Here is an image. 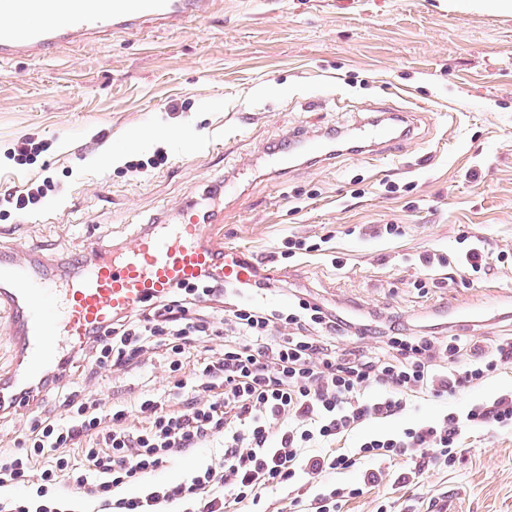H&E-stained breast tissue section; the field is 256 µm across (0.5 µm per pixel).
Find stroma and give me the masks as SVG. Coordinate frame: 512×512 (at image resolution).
I'll list each match as a JSON object with an SVG mask.
<instances>
[{"label": "stroma", "mask_w": 512, "mask_h": 512, "mask_svg": "<svg viewBox=\"0 0 512 512\" xmlns=\"http://www.w3.org/2000/svg\"><path fill=\"white\" fill-rule=\"evenodd\" d=\"M402 112L414 132L390 152L251 172L207 233L253 256L277 298L304 293L370 319L362 346L376 347L383 322L481 345L512 337V12L458 0H217L181 29L13 59L0 72V188L47 179L54 189L26 213L0 203V251L55 268L88 255L92 240L125 244L138 216L205 199L207 180L264 147ZM26 138L47 149L19 166L7 154ZM159 153L164 166L148 167ZM383 224L400 231L379 233ZM296 237L321 248L277 257ZM474 237L488 272L456 264ZM427 252L447 255L448 267L421 269ZM466 312L485 319L463 329ZM146 380L161 388L170 378L156 361L108 384L80 369L71 387L108 404ZM510 391L512 365L447 399L415 395L401 416L367 422L341 444ZM462 442L455 467L414 480L396 478L405 460L384 463L390 479L341 512H512V431L470 424Z\"/></svg>", "instance_id": "obj_1"}]
</instances>
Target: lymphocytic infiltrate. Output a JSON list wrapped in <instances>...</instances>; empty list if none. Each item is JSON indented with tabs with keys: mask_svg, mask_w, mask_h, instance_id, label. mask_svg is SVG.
<instances>
[{
	"mask_svg": "<svg viewBox=\"0 0 512 512\" xmlns=\"http://www.w3.org/2000/svg\"><path fill=\"white\" fill-rule=\"evenodd\" d=\"M272 288L260 274L233 284L209 275L117 317L109 341L90 337L73 362L120 371L159 350L172 387L107 409L69 393L63 414L36 421L0 448V512H253L268 488L290 485L299 472L314 480L365 459L405 457L407 480L455 462L462 422L512 430L510 392L473 405L465 417L447 414L336 450L368 421L399 416L409 396L445 398L512 365V338L479 347L391 326L380 353L339 350L336 338L364 335V322L310 297L273 308L264 301ZM204 296L223 305L222 319L200 308ZM214 336L223 337V351H201ZM215 444L221 453L186 480L154 482L178 456ZM384 477L368 470L361 485L316 493L308 512H340ZM131 484L141 493L124 495Z\"/></svg>",
	"mask_w": 512,
	"mask_h": 512,
	"instance_id": "1",
	"label": "lymphocytic infiltrate"
}]
</instances>
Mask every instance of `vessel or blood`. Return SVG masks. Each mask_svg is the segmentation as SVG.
Instances as JSON below:
<instances>
[{"label":"vessel or blood","mask_w":512,"mask_h":512,"mask_svg":"<svg viewBox=\"0 0 512 512\" xmlns=\"http://www.w3.org/2000/svg\"><path fill=\"white\" fill-rule=\"evenodd\" d=\"M213 0H0V63L17 56L42 58L66 44L96 42L152 24L180 28L207 18ZM401 125L372 119L353 130L362 151L390 148L405 136ZM298 154L329 157L328 141L307 132L280 150H263L272 174L285 171ZM219 214L189 200L176 223L141 225L131 243L112 251L92 246V258L72 268L53 269L32 257H0V309L9 316V334L19 349L14 406L25 411L30 382L64 361L88 336L107 337L112 319L143 309L180 283L191 284L211 271L242 282L254 268L234 249L218 252L205 228Z\"/></svg>","instance_id":"b4317fda"}]
</instances>
